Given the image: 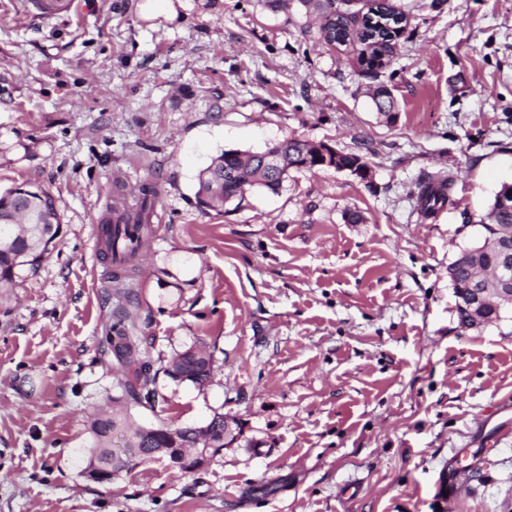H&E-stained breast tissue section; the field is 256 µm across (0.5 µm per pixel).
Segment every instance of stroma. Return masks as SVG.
<instances>
[{"mask_svg":"<svg viewBox=\"0 0 512 512\" xmlns=\"http://www.w3.org/2000/svg\"><path fill=\"white\" fill-rule=\"evenodd\" d=\"M394 2L408 22L367 70L298 0H0V192L41 185L62 216L0 294V512H512V321L461 328L448 278L512 183V0ZM290 138L369 175L292 170L278 194L197 205L216 155ZM437 172L450 201L427 215ZM119 181L154 183L163 217L120 283L93 236ZM123 306L157 393L135 421L242 426L194 477L81 474L88 418L119 394L103 341ZM193 344L214 357L201 387L165 372ZM452 183L448 176H427L422 182L418 194L421 212L427 215L434 214L449 201L447 190Z\"/></svg>","mask_w":512,"mask_h":512,"instance_id":"1","label":"stroma"}]
</instances>
